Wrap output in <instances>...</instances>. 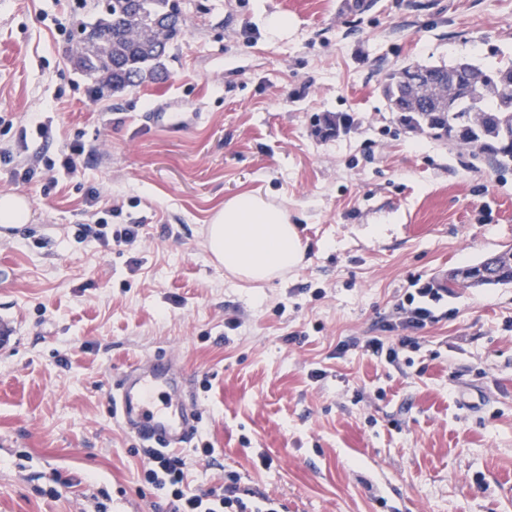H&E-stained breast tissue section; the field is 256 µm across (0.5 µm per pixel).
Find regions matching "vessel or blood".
Returning a JSON list of instances; mask_svg holds the SVG:
<instances>
[{"instance_id":"b4317fda","label":"vessel or blood","mask_w":512,"mask_h":512,"mask_svg":"<svg viewBox=\"0 0 512 512\" xmlns=\"http://www.w3.org/2000/svg\"><path fill=\"white\" fill-rule=\"evenodd\" d=\"M200 108L173 97L147 116L150 126L182 132L200 123ZM187 377L171 357H155L123 371L112 384V412L142 444L173 449L193 435L202 419L198 402L186 393Z\"/></svg>"}]
</instances>
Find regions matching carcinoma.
Masks as SVG:
<instances>
[{"label": "carcinoma", "instance_id": "1", "mask_svg": "<svg viewBox=\"0 0 512 512\" xmlns=\"http://www.w3.org/2000/svg\"><path fill=\"white\" fill-rule=\"evenodd\" d=\"M94 27L101 47L72 53L83 75L98 87H134L158 74L162 49L180 34L179 0H110L95 5ZM426 73L413 87L391 74L381 91L402 126L475 149L498 165L512 164V63L485 67L466 61L421 65ZM485 280L457 279L441 284L457 288L512 284V248L478 262Z\"/></svg>", "mask_w": 512, "mask_h": 512}]
</instances>
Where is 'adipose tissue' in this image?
<instances>
[{"label":"adipose tissue","instance_id":"ef3b65f1","mask_svg":"<svg viewBox=\"0 0 512 512\" xmlns=\"http://www.w3.org/2000/svg\"><path fill=\"white\" fill-rule=\"evenodd\" d=\"M206 243L226 273L249 282L272 280L303 259L287 209L255 191L239 193L215 211Z\"/></svg>","mask_w":512,"mask_h":512}]
</instances>
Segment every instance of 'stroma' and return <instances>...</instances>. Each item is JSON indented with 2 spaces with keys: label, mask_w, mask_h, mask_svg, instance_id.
I'll return each mask as SVG.
<instances>
[{
  "label": "stroma",
  "mask_w": 512,
  "mask_h": 512,
  "mask_svg": "<svg viewBox=\"0 0 512 512\" xmlns=\"http://www.w3.org/2000/svg\"><path fill=\"white\" fill-rule=\"evenodd\" d=\"M181 9L161 76L96 94L71 53L91 8L0 0V153L43 170L0 169V194L31 207L0 228V512H171L109 398L158 352L204 409L192 490L233 475L285 512H512V285L445 297L396 359L367 348L396 343L408 292L512 245V166L408 132L380 92L412 63L512 61V0ZM273 13L287 37L267 38ZM172 95L202 123L145 124ZM74 141L76 172L47 170ZM245 191L285 206L304 248L263 284L206 247ZM102 216L106 241L77 236Z\"/></svg>",
  "instance_id": "obj_1"
}]
</instances>
